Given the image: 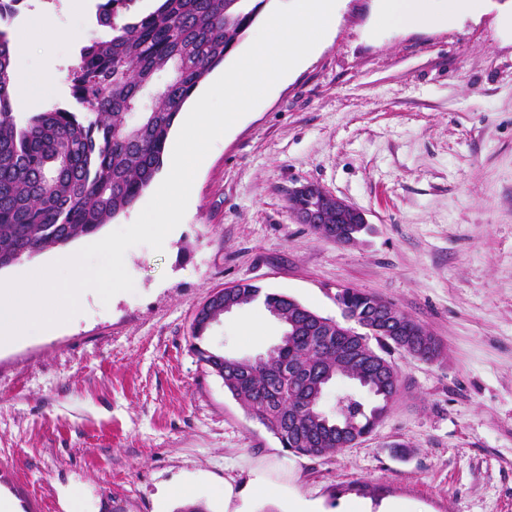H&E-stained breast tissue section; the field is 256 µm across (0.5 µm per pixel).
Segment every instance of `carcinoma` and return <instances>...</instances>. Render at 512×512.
<instances>
[{
    "label": "carcinoma",
    "instance_id": "1",
    "mask_svg": "<svg viewBox=\"0 0 512 512\" xmlns=\"http://www.w3.org/2000/svg\"><path fill=\"white\" fill-rule=\"evenodd\" d=\"M135 0H105L103 34L79 50L67 76L69 100L17 119L12 48L0 29V269L98 232L128 212L163 165L169 133L199 85L224 63L272 0H162L126 17ZM168 79L156 86L163 75ZM263 299L288 332L262 362L230 359L205 346L224 305ZM343 314L367 321L375 295L345 287ZM199 360L293 453L321 457L370 434L397 395V381L374 377L385 360L369 339L422 360L441 346L432 336H386L374 327L339 336L336 322L283 294L238 283L211 295L191 330ZM338 379L367 383L371 408L349 393L332 415L320 409Z\"/></svg>",
    "mask_w": 512,
    "mask_h": 512
}]
</instances>
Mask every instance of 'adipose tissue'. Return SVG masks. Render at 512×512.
Returning <instances> with one entry per match:
<instances>
[{
  "label": "adipose tissue",
  "instance_id": "ef3b65f1",
  "mask_svg": "<svg viewBox=\"0 0 512 512\" xmlns=\"http://www.w3.org/2000/svg\"><path fill=\"white\" fill-rule=\"evenodd\" d=\"M475 6V0H381L377 19L383 24L419 29L447 24Z\"/></svg>",
  "mask_w": 512,
  "mask_h": 512
}]
</instances>
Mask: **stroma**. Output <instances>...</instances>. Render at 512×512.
<instances>
[{
	"label": "stroma",
	"instance_id": "1",
	"mask_svg": "<svg viewBox=\"0 0 512 512\" xmlns=\"http://www.w3.org/2000/svg\"><path fill=\"white\" fill-rule=\"evenodd\" d=\"M43 2L79 43L100 35L84 0ZM376 13L340 0L325 41L215 142L163 251L126 252L133 291L82 293L66 325L0 348V491L22 512H512V11L481 0L421 30ZM77 57L35 33L14 54L13 73L55 70L34 111L66 99ZM304 183L365 212L356 243L300 223ZM242 282L333 320L339 288L373 293L442 352L384 350L401 389L373 432L293 454L191 348L197 309ZM281 334L256 301L205 344L249 358Z\"/></svg>",
	"mask_w": 512,
	"mask_h": 512
}]
</instances>
